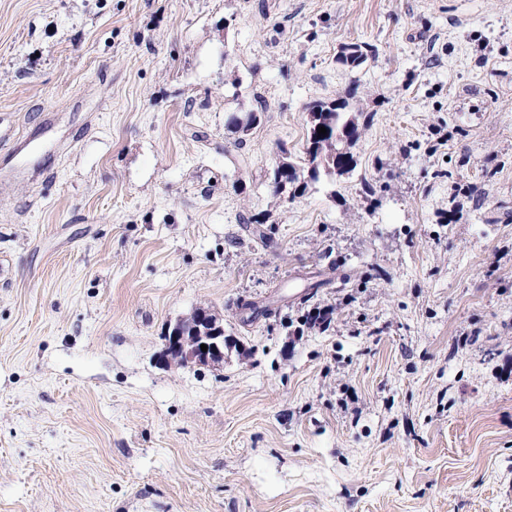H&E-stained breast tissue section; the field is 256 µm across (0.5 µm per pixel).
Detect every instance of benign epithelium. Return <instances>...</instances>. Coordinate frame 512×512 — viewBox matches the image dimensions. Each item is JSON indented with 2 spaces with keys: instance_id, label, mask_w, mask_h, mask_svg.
<instances>
[{
  "instance_id": "obj_1",
  "label": "benign epithelium",
  "mask_w": 512,
  "mask_h": 512,
  "mask_svg": "<svg viewBox=\"0 0 512 512\" xmlns=\"http://www.w3.org/2000/svg\"><path fill=\"white\" fill-rule=\"evenodd\" d=\"M224 342V325L210 310L198 308L169 328L165 357L178 366L219 365L224 362Z\"/></svg>"
}]
</instances>
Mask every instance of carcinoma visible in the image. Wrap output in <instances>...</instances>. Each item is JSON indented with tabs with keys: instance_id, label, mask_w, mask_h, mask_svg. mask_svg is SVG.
I'll list each match as a JSON object with an SVG mask.
<instances>
[{
	"instance_id": "cac0c4a2",
	"label": "carcinoma",
	"mask_w": 512,
	"mask_h": 512,
	"mask_svg": "<svg viewBox=\"0 0 512 512\" xmlns=\"http://www.w3.org/2000/svg\"><path fill=\"white\" fill-rule=\"evenodd\" d=\"M369 45L365 42H351L341 47L336 62L345 68H356L365 62ZM309 127L307 130L305 161L299 166L284 162L289 174L284 186H278V171L272 170L271 185L276 196L294 199L306 192L309 185L319 181L325 174L343 176L354 170L356 161L352 148L363 130L369 125L371 116L363 113L352 114L345 99L318 101L309 106ZM259 122L254 111L233 115L229 126L233 132L246 136ZM325 127L327 134L317 132Z\"/></svg>"
}]
</instances>
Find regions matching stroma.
<instances>
[{
	"instance_id": "obj_1",
	"label": "stroma",
	"mask_w": 512,
	"mask_h": 512,
	"mask_svg": "<svg viewBox=\"0 0 512 512\" xmlns=\"http://www.w3.org/2000/svg\"><path fill=\"white\" fill-rule=\"evenodd\" d=\"M0 512H512V0H0ZM369 45L365 42H351L344 44L336 56L338 64L345 68H356L365 62ZM309 114L306 166L284 161L289 174L285 176L283 187L278 186V171L273 168L270 183L276 196L294 199L305 193L310 184L318 182L323 174L343 176L356 167L351 149L371 117L363 112L352 114L345 99L315 102L309 106ZM321 126L326 128L327 134H318L317 129ZM189 318V317H188ZM224 325L209 309L198 308L189 320L169 327L165 357L177 366H215L224 362ZM207 345V351L201 350Z\"/></svg>"
}]
</instances>
